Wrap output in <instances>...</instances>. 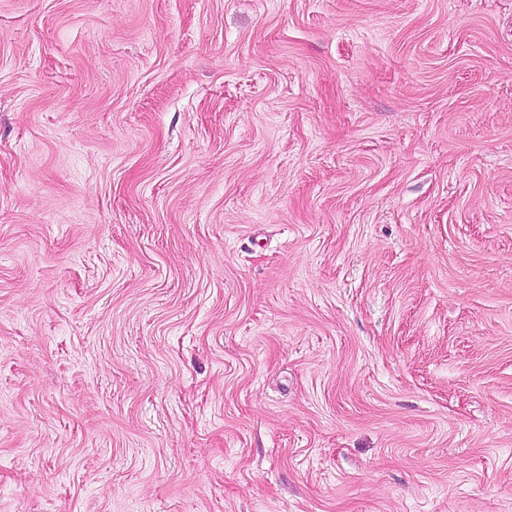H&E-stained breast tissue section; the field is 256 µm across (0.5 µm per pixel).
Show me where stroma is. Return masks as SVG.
<instances>
[{
    "label": "stroma",
    "instance_id": "1",
    "mask_svg": "<svg viewBox=\"0 0 512 512\" xmlns=\"http://www.w3.org/2000/svg\"><path fill=\"white\" fill-rule=\"evenodd\" d=\"M0 512H512V0H0Z\"/></svg>",
    "mask_w": 512,
    "mask_h": 512
}]
</instances>
